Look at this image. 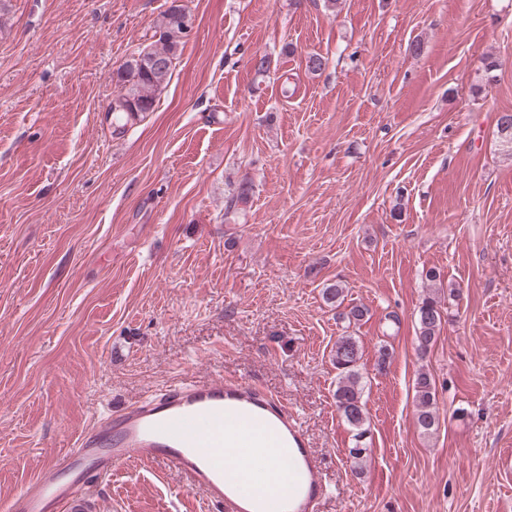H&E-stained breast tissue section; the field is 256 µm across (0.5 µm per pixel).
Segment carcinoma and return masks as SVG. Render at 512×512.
Masks as SVG:
<instances>
[{
	"mask_svg": "<svg viewBox=\"0 0 512 512\" xmlns=\"http://www.w3.org/2000/svg\"><path fill=\"white\" fill-rule=\"evenodd\" d=\"M181 8L173 5L163 13L158 26V40L132 53L116 71L120 90L112 98L109 111L112 123L118 128L127 126L153 110L156 93L166 87L176 67L187 30L179 20ZM497 132L506 144L512 145V113L505 112L497 120ZM442 325L440 302L434 296L426 297L417 314L418 351L424 355L435 342ZM360 360L357 341L350 335L336 340L332 362L340 371L336 386V408L345 421L360 431L367 421L362 399ZM416 424L429 433L437 422L436 383L426 371L418 373L415 383Z\"/></svg>",
	"mask_w": 512,
	"mask_h": 512,
	"instance_id": "carcinoma-1",
	"label": "carcinoma"
}]
</instances>
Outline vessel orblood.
<instances>
[{
  "instance_id": "obj_1",
  "label": "vessel or blood",
  "mask_w": 512,
  "mask_h": 512,
  "mask_svg": "<svg viewBox=\"0 0 512 512\" xmlns=\"http://www.w3.org/2000/svg\"><path fill=\"white\" fill-rule=\"evenodd\" d=\"M273 463L263 486L253 452ZM131 460L157 462L202 490L215 512H317L322 460L287 406L240 380H181L97 419L0 512H64Z\"/></svg>"
}]
</instances>
